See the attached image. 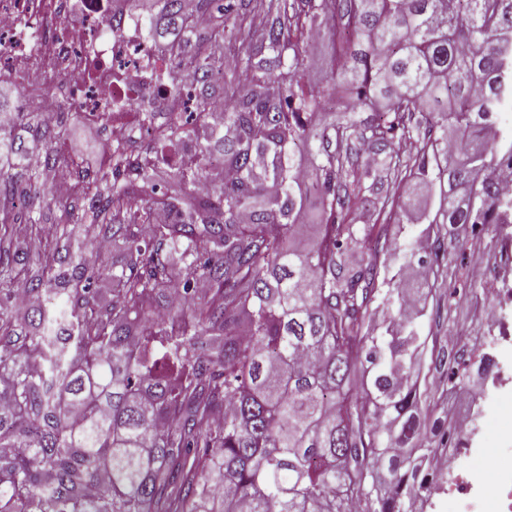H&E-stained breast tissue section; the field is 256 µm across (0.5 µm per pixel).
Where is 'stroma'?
I'll return each instance as SVG.
<instances>
[{"label":"stroma","mask_w":512,"mask_h":512,"mask_svg":"<svg viewBox=\"0 0 512 512\" xmlns=\"http://www.w3.org/2000/svg\"><path fill=\"white\" fill-rule=\"evenodd\" d=\"M0 104L20 106L37 117L45 108L62 109L59 165L81 158L73 132L85 120L67 100L65 84L54 77L46 88L23 94L18 81L0 82ZM444 273L431 293L420 296L422 315L415 320L428 345L419 356L421 404L417 424L425 448H444L456 424L466 423L464 443L474 453L497 445L503 469H512V340L503 326L512 324V279L498 281V298L487 294L488 281L474 274L476 263L497 271L512 253V224H483L445 242ZM464 357L467 368L456 383L448 381V362Z\"/></svg>","instance_id":"35a3bbf8"}]
</instances>
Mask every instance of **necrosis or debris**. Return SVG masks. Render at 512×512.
I'll return each mask as SVG.
<instances>
[{
    "label": "necrosis or debris",
    "mask_w": 512,
    "mask_h": 512,
    "mask_svg": "<svg viewBox=\"0 0 512 512\" xmlns=\"http://www.w3.org/2000/svg\"><path fill=\"white\" fill-rule=\"evenodd\" d=\"M74 9L79 23L30 47V29ZM170 55L118 0H0V79L17 77L34 90L67 76L69 101L109 131L130 129L129 117L138 112L191 110L196 84L189 69L167 68ZM434 463L454 477L450 512H512V472L489 470L487 460L465 448H446Z\"/></svg>",
    "instance_id": "1"
}]
</instances>
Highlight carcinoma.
Instances as JSON below:
<instances>
[{
	"instance_id": "carcinoma-1",
	"label": "carcinoma",
	"mask_w": 512,
	"mask_h": 512,
	"mask_svg": "<svg viewBox=\"0 0 512 512\" xmlns=\"http://www.w3.org/2000/svg\"><path fill=\"white\" fill-rule=\"evenodd\" d=\"M128 2L154 41L177 47L171 64L199 75L190 115L162 128L139 116L155 152L191 141L193 159L110 146L91 176L71 160L88 207L56 208L68 249L39 256L34 272L23 249L44 214L19 211V184L0 170V512H356L363 500L407 512L422 476L409 444L426 338L394 281L375 288L390 242L375 224L358 228L353 207L398 223L418 209L401 193L415 182L437 200L431 224L508 223L496 172L512 136H497L496 115L512 99V0H198L204 25L181 0H160L158 14L151 0ZM312 33L330 48L315 90L303 83ZM215 84L222 136L209 122ZM329 100L346 101L334 123L323 120ZM417 112L429 114L424 129ZM0 148L24 165L14 130H0ZM215 154L232 181L209 173ZM378 170L392 190L372 201ZM25 178L22 190L53 204L44 172ZM87 223L117 238L105 291L93 284L108 263L74 234ZM359 247L367 258L354 262ZM414 256L404 268L433 287L439 257ZM21 286L43 306L17 310ZM379 312L384 329L371 336ZM102 461L109 489L93 494Z\"/></svg>"
}]
</instances>
